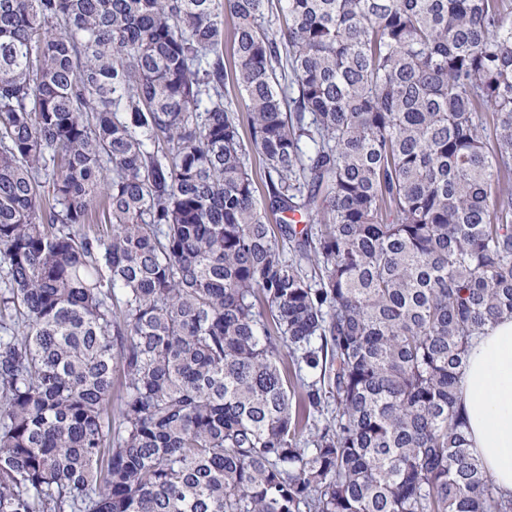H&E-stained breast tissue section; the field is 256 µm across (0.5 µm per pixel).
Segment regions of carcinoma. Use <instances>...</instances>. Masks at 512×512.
<instances>
[{"mask_svg": "<svg viewBox=\"0 0 512 512\" xmlns=\"http://www.w3.org/2000/svg\"><path fill=\"white\" fill-rule=\"evenodd\" d=\"M503 318L512 0H0V512H512ZM459 398L470 448L495 484L512 493V319L476 336Z\"/></svg>", "mask_w": 512, "mask_h": 512, "instance_id": "1", "label": "carcinoma"}]
</instances>
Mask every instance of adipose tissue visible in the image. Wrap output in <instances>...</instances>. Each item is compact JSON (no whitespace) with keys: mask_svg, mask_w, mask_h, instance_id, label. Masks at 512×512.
<instances>
[{"mask_svg":"<svg viewBox=\"0 0 512 512\" xmlns=\"http://www.w3.org/2000/svg\"><path fill=\"white\" fill-rule=\"evenodd\" d=\"M459 398L471 448L495 484L512 493V319L476 336Z\"/></svg>","mask_w":512,"mask_h":512,"instance_id":"obj_1","label":"adipose tissue"}]
</instances>
